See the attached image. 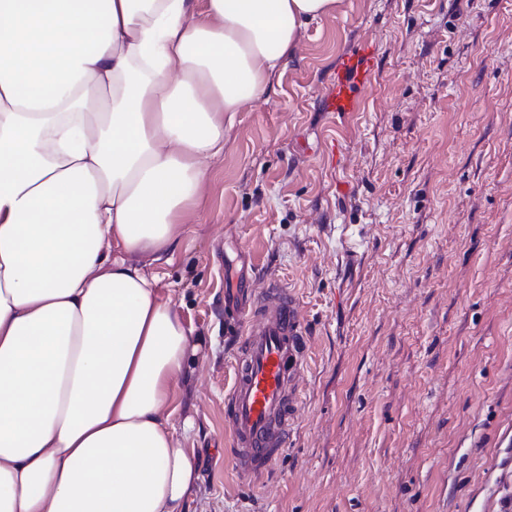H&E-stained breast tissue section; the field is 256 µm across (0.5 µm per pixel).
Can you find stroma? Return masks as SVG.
I'll use <instances>...</instances> for the list:
<instances>
[{
	"mask_svg": "<svg viewBox=\"0 0 512 512\" xmlns=\"http://www.w3.org/2000/svg\"><path fill=\"white\" fill-rule=\"evenodd\" d=\"M378 45L362 111H323ZM299 299L310 356L288 445L239 481L224 259ZM200 349L175 393L189 512H481L512 468V0H339L235 116L171 254L136 252ZM376 57V43L366 40L337 60L322 100L326 112L346 114L359 110L361 91L376 79Z\"/></svg>",
	"mask_w": 512,
	"mask_h": 512,
	"instance_id": "35a3bbf8",
	"label": "stroma"
}]
</instances>
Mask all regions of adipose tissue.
<instances>
[{
  "label": "adipose tissue",
  "instance_id": "obj_1",
  "mask_svg": "<svg viewBox=\"0 0 512 512\" xmlns=\"http://www.w3.org/2000/svg\"><path fill=\"white\" fill-rule=\"evenodd\" d=\"M337 0H0V512H185L175 249L237 112ZM120 255H110V247Z\"/></svg>",
  "mask_w": 512,
  "mask_h": 512
}]
</instances>
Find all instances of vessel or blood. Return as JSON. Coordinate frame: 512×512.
Wrapping results in <instances>:
<instances>
[{
	"label": "vessel or blood",
	"instance_id": "b4317fda",
	"mask_svg": "<svg viewBox=\"0 0 512 512\" xmlns=\"http://www.w3.org/2000/svg\"><path fill=\"white\" fill-rule=\"evenodd\" d=\"M376 44L363 41L343 54L328 81L325 111H358L360 93L376 79ZM225 306L242 324L233 383L224 398L226 431L234 469L245 481L260 478L288 444L301 399L299 379L307 365L300 303L275 282L261 283L251 255L239 252L224 267Z\"/></svg>",
	"mask_w": 512,
	"mask_h": 512
}]
</instances>
